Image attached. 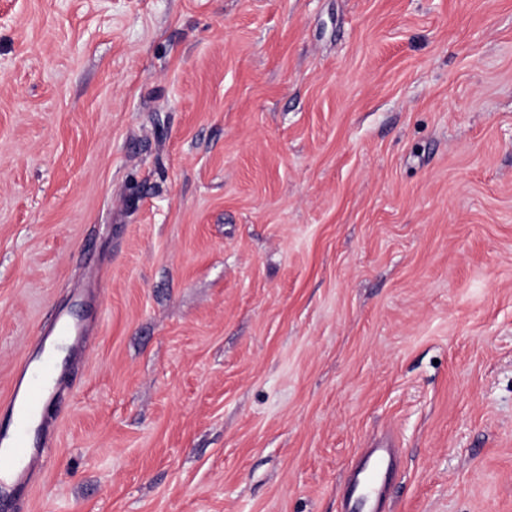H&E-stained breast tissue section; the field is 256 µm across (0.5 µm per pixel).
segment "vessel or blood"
Returning a JSON list of instances; mask_svg holds the SVG:
<instances>
[{
  "label": "vessel or blood",
  "instance_id": "1",
  "mask_svg": "<svg viewBox=\"0 0 512 512\" xmlns=\"http://www.w3.org/2000/svg\"><path fill=\"white\" fill-rule=\"evenodd\" d=\"M55 376L52 355L22 359L10 395L0 403V507L6 512H15L36 470L49 462L46 449L35 447L33 437L45 427L44 403L54 389ZM376 480L372 471L355 479L358 496L352 512H366Z\"/></svg>",
  "mask_w": 512,
  "mask_h": 512
}]
</instances>
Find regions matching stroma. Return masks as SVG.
<instances>
[{"label": "stroma", "mask_w": 512, "mask_h": 512, "mask_svg": "<svg viewBox=\"0 0 512 512\" xmlns=\"http://www.w3.org/2000/svg\"><path fill=\"white\" fill-rule=\"evenodd\" d=\"M61 306L22 512H512V0H0V400ZM378 475L370 471L362 476H357L354 481V491H359V497L353 500L351 505V512L364 511L367 509L369 499L375 492L377 486H373L376 482ZM365 512V511H364Z\"/></svg>", "instance_id": "obj_1"}]
</instances>
